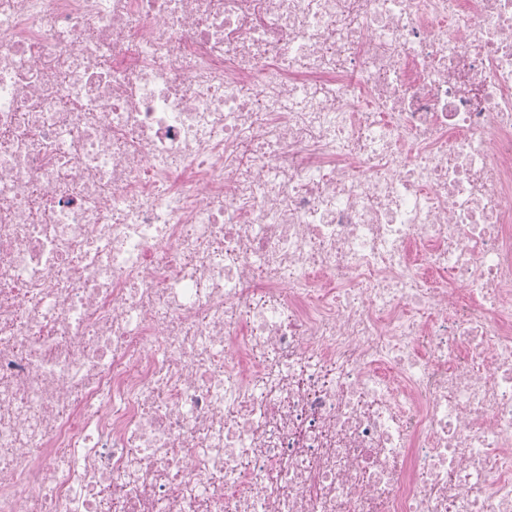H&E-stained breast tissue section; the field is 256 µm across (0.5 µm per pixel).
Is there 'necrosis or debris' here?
I'll use <instances>...</instances> for the list:
<instances>
[{
    "mask_svg": "<svg viewBox=\"0 0 512 512\" xmlns=\"http://www.w3.org/2000/svg\"><path fill=\"white\" fill-rule=\"evenodd\" d=\"M512 512V0H0V512Z\"/></svg>",
    "mask_w": 512,
    "mask_h": 512,
    "instance_id": "4bbe7bcc",
    "label": "necrosis or debris"
}]
</instances>
